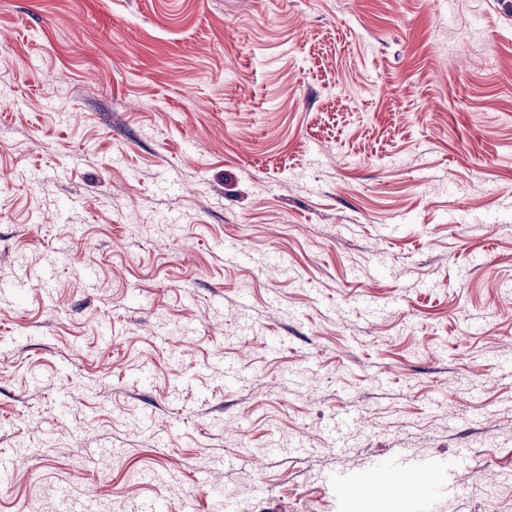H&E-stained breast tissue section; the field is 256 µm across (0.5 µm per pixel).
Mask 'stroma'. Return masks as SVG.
<instances>
[{
	"instance_id": "stroma-1",
	"label": "stroma",
	"mask_w": 512,
	"mask_h": 512,
	"mask_svg": "<svg viewBox=\"0 0 512 512\" xmlns=\"http://www.w3.org/2000/svg\"><path fill=\"white\" fill-rule=\"evenodd\" d=\"M512 0H0V512H512ZM412 460L407 456V449L402 448L395 460L377 462L356 479L336 481V496L349 499L370 495L378 491L382 484H387L398 491L411 490L423 500L432 489L433 471L415 466Z\"/></svg>"
}]
</instances>
